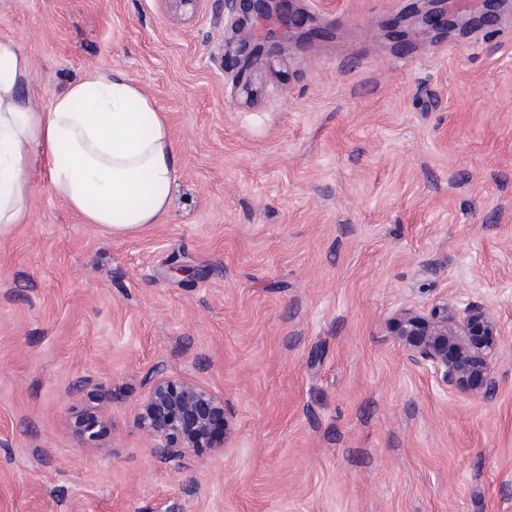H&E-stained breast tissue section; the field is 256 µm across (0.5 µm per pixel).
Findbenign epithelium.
Wrapping results in <instances>:
<instances>
[{"mask_svg":"<svg viewBox=\"0 0 512 512\" xmlns=\"http://www.w3.org/2000/svg\"><path fill=\"white\" fill-rule=\"evenodd\" d=\"M283 0H224V8L236 15L233 26L243 30L255 16L281 15ZM460 4H422L414 14L432 25L451 21ZM227 48L249 61L257 57L262 46L244 38L228 41ZM395 344L415 365L424 367L449 389L467 396L489 398L494 394L490 362L498 349L499 326L481 303L468 304L460 310L446 301L421 312L402 308L392 324ZM228 424L224 398L208 388L188 380L163 374L150 377V388L141 401L137 423L147 443L169 459L208 448L214 454L222 447L209 445L214 419ZM104 416L93 406L79 421L82 440L99 438Z\"/></svg>","mask_w":512,"mask_h":512,"instance_id":"obj_1","label":"benign epithelium"}]
</instances>
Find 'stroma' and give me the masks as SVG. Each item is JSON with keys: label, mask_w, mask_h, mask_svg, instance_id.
I'll use <instances>...</instances> for the list:
<instances>
[{"label": "stroma", "mask_w": 512, "mask_h": 512, "mask_svg": "<svg viewBox=\"0 0 512 512\" xmlns=\"http://www.w3.org/2000/svg\"><path fill=\"white\" fill-rule=\"evenodd\" d=\"M413 2L291 0L325 32L303 44L255 19L248 103L222 0H0L26 103L121 70L179 162L163 222L126 236L33 171L0 241V512H512V29L388 38ZM443 300L495 316L492 398L395 346L401 308ZM157 372L223 396V454L148 447ZM89 412L79 421L77 430L82 440L95 442L100 435L102 425L105 423L104 416L98 411L96 406H90Z\"/></svg>", "instance_id": "obj_1"}]
</instances>
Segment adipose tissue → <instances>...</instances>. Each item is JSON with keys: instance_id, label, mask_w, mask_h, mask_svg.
I'll return each instance as SVG.
<instances>
[{"instance_id": "1", "label": "adipose tissue", "mask_w": 512, "mask_h": 512, "mask_svg": "<svg viewBox=\"0 0 512 512\" xmlns=\"http://www.w3.org/2000/svg\"><path fill=\"white\" fill-rule=\"evenodd\" d=\"M29 76L16 43L0 40V239L25 223L29 172L41 160L85 223L114 234L161 223L177 180L165 113L119 71L73 83L36 112L23 100Z\"/></svg>"}]
</instances>
